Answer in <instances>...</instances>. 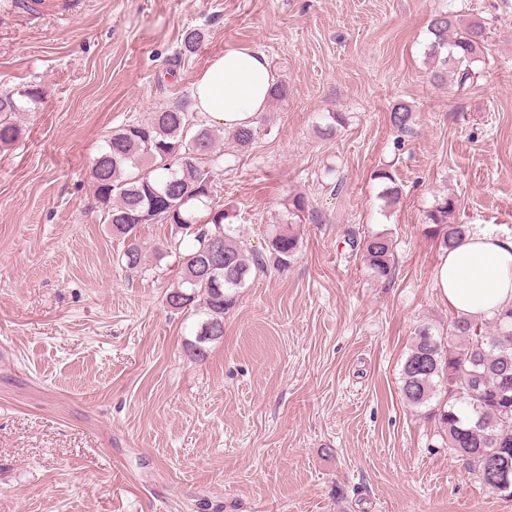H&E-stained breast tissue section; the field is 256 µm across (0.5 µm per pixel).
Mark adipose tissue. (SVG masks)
Instances as JSON below:
<instances>
[{
	"instance_id": "1",
	"label": "adipose tissue",
	"mask_w": 512,
	"mask_h": 512,
	"mask_svg": "<svg viewBox=\"0 0 512 512\" xmlns=\"http://www.w3.org/2000/svg\"><path fill=\"white\" fill-rule=\"evenodd\" d=\"M274 77L265 57L229 48L212 58L192 86L195 111L227 129L254 126L266 111ZM434 286L456 314L489 318L512 304V239L481 231L442 251Z\"/></svg>"
}]
</instances>
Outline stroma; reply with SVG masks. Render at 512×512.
Segmentation results:
<instances>
[{"label": "stroma", "mask_w": 512, "mask_h": 512, "mask_svg": "<svg viewBox=\"0 0 512 512\" xmlns=\"http://www.w3.org/2000/svg\"><path fill=\"white\" fill-rule=\"evenodd\" d=\"M53 3L0 7V89L43 90L0 148V512H512L400 395L415 328L445 333L451 314L433 286L434 199L512 238V0ZM446 10L491 25L462 88L431 78L428 24ZM190 28L204 39L181 60ZM233 47L262 53L288 97L251 148L225 145L224 205L250 251L289 197L313 212L294 264L249 279L198 361L194 317L164 301L169 226L142 225L145 264L126 268L92 162ZM400 102L408 133L390 122ZM383 167L403 189L392 209ZM383 230L397 248L380 281L350 243Z\"/></svg>", "instance_id": "stroma-1"}]
</instances>
